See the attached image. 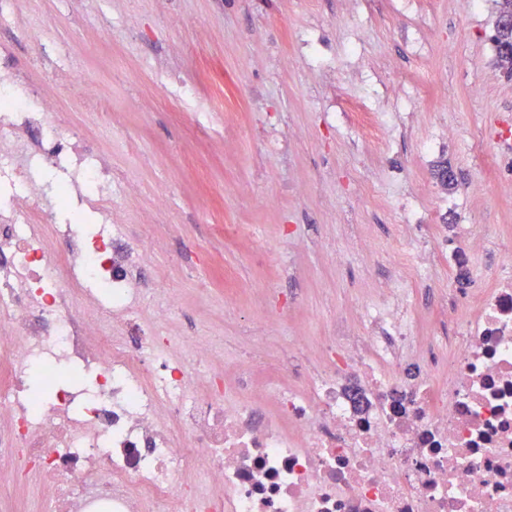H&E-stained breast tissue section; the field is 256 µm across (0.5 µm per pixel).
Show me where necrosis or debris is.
Returning a JSON list of instances; mask_svg holds the SVG:
<instances>
[{"mask_svg": "<svg viewBox=\"0 0 512 512\" xmlns=\"http://www.w3.org/2000/svg\"><path fill=\"white\" fill-rule=\"evenodd\" d=\"M47 87L0 78V462L43 512H512V251L495 287L420 339L404 289L316 366L217 376L203 336L145 313L144 232ZM95 214L86 226L83 211ZM435 244L409 254L479 255Z\"/></svg>", "mask_w": 512, "mask_h": 512, "instance_id": "1", "label": "necrosis or debris"}]
</instances>
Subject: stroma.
Instances as JSON below:
<instances>
[{"instance_id":"1","label":"stroma","mask_w":512,"mask_h":512,"mask_svg":"<svg viewBox=\"0 0 512 512\" xmlns=\"http://www.w3.org/2000/svg\"><path fill=\"white\" fill-rule=\"evenodd\" d=\"M497 10L496 0H19L0 44L10 70L55 88L57 61L37 41L72 44L107 116L72 93L61 106L131 182L121 221L157 223L166 201L145 292L178 295L167 335L223 343L220 370L228 352L275 359L299 335L316 357L334 336L357 335L362 304L402 271L397 237L408 249L442 237L458 246L465 224L486 243L465 277L441 259L410 285L419 335L447 331L463 290L493 286L497 255L512 250V77L496 63ZM307 39L321 58L305 56ZM158 63L196 83L204 111L146 80ZM350 98L389 126L387 146L359 138ZM448 127L452 142L437 143ZM441 165L454 188L435 179ZM474 183L484 192L463 198ZM418 207L428 220L410 218ZM228 224L243 235L225 236Z\"/></svg>"}]
</instances>
